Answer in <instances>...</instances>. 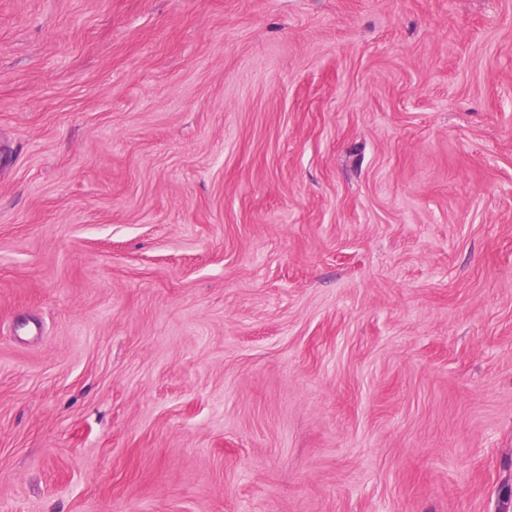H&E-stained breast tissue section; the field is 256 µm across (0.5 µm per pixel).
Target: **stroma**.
<instances>
[{
	"instance_id": "1",
	"label": "stroma",
	"mask_w": 512,
	"mask_h": 512,
	"mask_svg": "<svg viewBox=\"0 0 512 512\" xmlns=\"http://www.w3.org/2000/svg\"><path fill=\"white\" fill-rule=\"evenodd\" d=\"M0 512H512V0H0Z\"/></svg>"
}]
</instances>
